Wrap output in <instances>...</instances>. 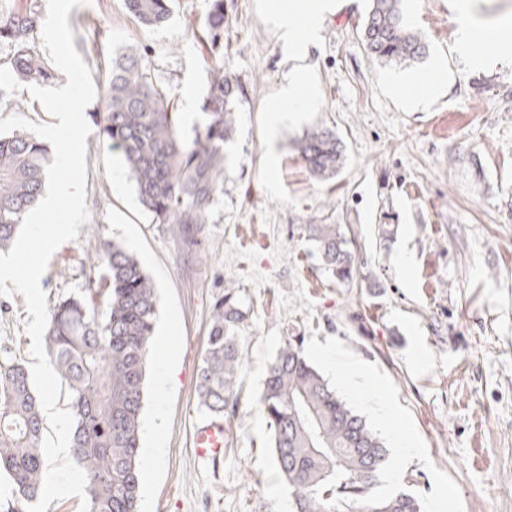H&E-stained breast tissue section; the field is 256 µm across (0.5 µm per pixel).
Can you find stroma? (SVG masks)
Returning a JSON list of instances; mask_svg holds the SVG:
<instances>
[{"instance_id":"35a3bbf8","label":"stroma","mask_w":512,"mask_h":512,"mask_svg":"<svg viewBox=\"0 0 512 512\" xmlns=\"http://www.w3.org/2000/svg\"><path fill=\"white\" fill-rule=\"evenodd\" d=\"M403 0L429 50L411 64L371 60L360 37L369 0H347L323 23L307 58L315 91L299 120L268 134L264 107L294 66L268 0H224V67L241 85L235 133L224 149V187L194 240L154 223L130 178L98 134L86 139L88 223L51 257L48 300L76 291L85 261L106 240L140 261L158 290L144 422L161 415L141 486V512H282L289 497L256 405L268 364L287 337L308 358L340 349L366 365L410 450L390 447L374 491H406L423 512H512V51L473 69L458 30L512 29V0ZM210 0H174L167 23L145 29L123 0H93L68 16L76 51L104 28L112 51L139 54L170 87L181 131L191 135L206 84L197 30ZM0 47V86L22 104L0 111L42 124L36 84H16ZM448 70L442 94L421 106L394 97L386 79ZM335 129L345 163L331 180L312 176L296 142ZM311 224H342L356 274L337 282L307 239ZM406 252L412 275L396 258ZM241 291L242 366L224 412L220 463L198 457L197 373L209 313L225 289ZM30 316L21 294L0 296V349L30 363Z\"/></svg>"}]
</instances>
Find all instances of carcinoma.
<instances>
[{"mask_svg": "<svg viewBox=\"0 0 512 512\" xmlns=\"http://www.w3.org/2000/svg\"><path fill=\"white\" fill-rule=\"evenodd\" d=\"M361 36L372 58L405 64L426 56L428 44L408 22L403 0H369ZM142 26L158 28L170 0H125ZM42 15L37 0H0V45L10 47L19 83L47 82L54 69L37 46ZM200 39L206 44L203 121L188 139L180 131L172 92L156 83L134 53L110 55L105 31L90 43L97 63L110 57L103 111L92 114L102 140L120 153L142 207L157 224L184 239L194 237L224 185V146L236 122L241 88L224 70V3L211 0ZM300 158L319 179L343 165L336 132L320 126L299 141ZM50 162L46 145L27 134L0 135V251L17 235L39 201ZM308 240L323 265L348 283L354 261L340 224H310ZM78 291L62 296L48 313L44 344L64 383L74 416L70 453L87 475L89 512H140L141 419L147 358L154 339L156 289L140 261L114 242L96 249ZM246 314L235 288L212 306L198 371L199 408L221 417L235 398L242 365L238 331ZM273 460L291 490L296 512H422L406 492L371 495L389 452L380 436L307 359L291 336L269 363L259 396ZM43 418L26 367L0 354V475L16 502L40 495L45 472Z\"/></svg>", "mask_w": 512, "mask_h": 512, "instance_id": "cac0c4a2", "label": "carcinoma"}]
</instances>
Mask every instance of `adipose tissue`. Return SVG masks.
<instances>
[{"label": "adipose tissue", "instance_id": "obj_1", "mask_svg": "<svg viewBox=\"0 0 512 512\" xmlns=\"http://www.w3.org/2000/svg\"><path fill=\"white\" fill-rule=\"evenodd\" d=\"M339 8V0H308L307 4H298L297 0H277L272 6L281 40L289 54L298 64L288 74V79L277 96L271 99L265 108L267 124L277 129L288 117H297L304 109L305 98L299 95V87L314 88L313 71L305 59L311 45L319 39L321 26L330 14ZM319 357L336 373L338 381L346 385L374 414L381 428H388L389 409L384 402L373 394L375 376L365 366L342 361L340 351L322 349Z\"/></svg>", "mask_w": 512, "mask_h": 512}]
</instances>
